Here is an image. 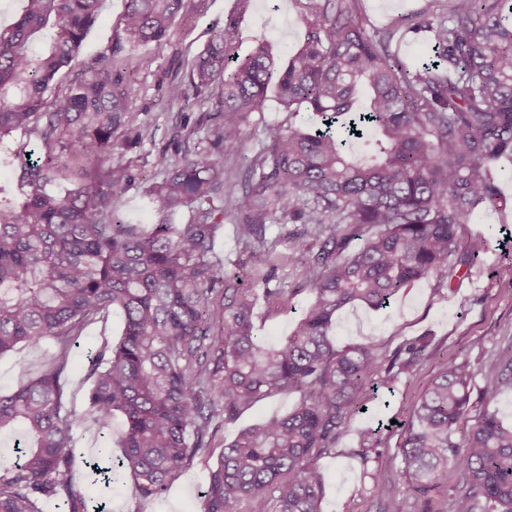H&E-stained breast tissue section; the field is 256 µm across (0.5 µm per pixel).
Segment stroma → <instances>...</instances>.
<instances>
[{
	"instance_id": "stroma-1",
	"label": "stroma",
	"mask_w": 512,
	"mask_h": 512,
	"mask_svg": "<svg viewBox=\"0 0 512 512\" xmlns=\"http://www.w3.org/2000/svg\"><path fill=\"white\" fill-rule=\"evenodd\" d=\"M307 0H253L252 6L239 20L241 41L250 45L257 36L266 37L278 61H286L304 40L303 18ZM124 0H102L94 24L80 48L78 66L63 69L54 92L62 94L80 74L82 66L94 62L113 46H121L119 68L130 87L133 106L147 129L143 138L121 131L113 137L112 163L126 168L132 180L119 202L114 217L126 224L151 226L155 216L150 210L145 190L148 178L158 170L160 157L178 158L184 151H210L211 129L222 123L207 95L190 97L181 103L167 99L169 83L185 79L188 61L202 50L215 29L223 27L235 12V0H188L168 41L160 46L129 44L121 21ZM437 0H362V16L367 27L382 29L394 19L422 14L428 17L442 13ZM312 113L301 110L296 118L284 112L276 89H269L261 111L253 113L243 127L240 156L226 157L227 166L242 165L244 157L253 156L261 146L262 127L266 124L295 120L310 125ZM26 150L40 156L41 142L36 135L18 132L0 139V206L19 207L26 189L19 181L15 151ZM506 169L501 178L503 206L501 213L476 214L461 229L462 237L484 235L487 251L469 274L441 284L421 281L404 289L388 308L372 310L349 307L336 317L332 335L337 345L376 337L386 350H394L402 341L429 332L440 340L435 360L426 362L410 376L399 381L394 390L379 389L366 396L367 410L358 415L336 442L335 455L319 462L326 481L322 512H449L444 492L435 490L424 499L402 500L390 486L400 466L398 433L381 438L375 462L362 465L353 457L358 447L360 430L376 425L379 415L407 416L434 377L442 358L467 361L474 378L471 386V415L486 407L498 410L501 419L512 425V394L495 402L483 396L484 372L500 357L512 352V160L499 163ZM287 243L277 246L275 260L278 276L284 285L309 280L305 266L296 262L293 248L313 245L310 227L288 225ZM312 299L303 291L288 304L258 300L255 325L261 336L275 343L288 336ZM122 317L111 313L106 320L89 324L68 355L65 373V404L82 416L83 424L74 433L75 447L84 458L97 455L105 445H117L122 432L121 420H113L111 429H100L87 404L89 360L104 345L115 343L121 334ZM57 354L53 341L37 346L17 345L0 355V395L12 393L38 376ZM299 397L282 393L263 399L244 411L234 423L216 419L217 430L210 448L198 454L158 497L142 499L135 495L131 478H123L111 486L81 480L86 496L102 502L107 512H203L202 492L209 472L217 464L225 443L232 441L240 429L267 418L287 413Z\"/></svg>"
}]
</instances>
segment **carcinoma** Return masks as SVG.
<instances>
[{"label": "carcinoma", "mask_w": 512, "mask_h": 512, "mask_svg": "<svg viewBox=\"0 0 512 512\" xmlns=\"http://www.w3.org/2000/svg\"><path fill=\"white\" fill-rule=\"evenodd\" d=\"M0 29V138L34 134L42 156L21 166L28 187L18 208L0 207V354L24 342L53 340L48 371L0 395V432L23 443L0 456V512H42L46 499L89 512L76 482L74 430L65 409L67 355L85 327L122 316L120 340L90 361L88 402L101 427L121 415V451L103 474H127L151 499L210 447L214 421H236L262 398L296 392L282 417L241 430L209 473L205 512H322L325 478L317 462L362 408L365 392L391 385L433 359L425 334L387 352L379 340L339 347L336 314L360 303L387 306L422 280L454 276L450 258L471 268L485 238L460 228L500 200L496 163L512 159V0H449L448 16H417L430 30L429 57L414 67L389 47L400 26L370 32L358 0H308L305 40L279 66L259 36L236 53L237 14L189 62L187 80L168 100L216 93L224 121L211 129L215 151L162 157V177L146 188L158 223L150 230L112 218L130 175L112 166V137L141 131L130 86L112 50L64 94L49 100L56 74L77 57L100 0H24ZM124 30L136 45H163L186 0H124ZM54 29L38 51L34 36ZM276 86L290 122L265 125L263 145L242 176L224 167L238 151L242 125ZM366 105L353 108L358 96ZM318 117L301 128V107ZM89 160L73 187L50 193L62 155ZM187 211L184 224L170 218ZM232 218L247 254V279L224 273L215 237ZM308 224L314 246L292 248L316 270L313 300L277 344L258 335V296L288 303L303 288H272L273 225ZM361 239L358 245L355 239ZM493 402L512 392V356L484 373ZM473 372L443 360L400 427L401 465L392 482L406 499L448 492L451 512H512V428L485 409L469 419ZM459 480L448 485V470Z\"/></svg>", "instance_id": "1"}]
</instances>
